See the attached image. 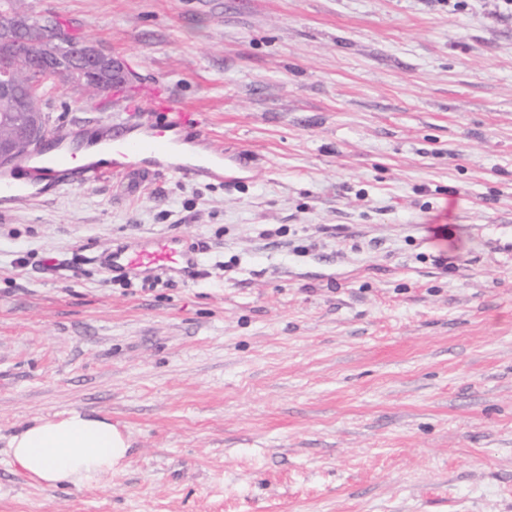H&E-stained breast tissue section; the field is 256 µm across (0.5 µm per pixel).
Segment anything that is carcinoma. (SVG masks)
Returning a JSON list of instances; mask_svg holds the SVG:
<instances>
[{
	"instance_id": "1",
	"label": "carcinoma",
	"mask_w": 512,
	"mask_h": 512,
	"mask_svg": "<svg viewBox=\"0 0 512 512\" xmlns=\"http://www.w3.org/2000/svg\"><path fill=\"white\" fill-rule=\"evenodd\" d=\"M30 25L24 34L44 39L57 57L61 65H67L73 53L75 38L66 32L60 24L49 18H34L26 16ZM45 61L29 56L21 45L4 48L0 46V67L13 68L16 99L26 98L31 101L32 108L25 111L15 109L12 103H0V140L8 139L13 142L12 159L28 157L30 148L25 140L17 134L23 128L32 129L39 135L45 134L46 118L40 107L41 91L45 82L40 79V73ZM63 83L72 87L76 94L85 90H92L101 95L112 92V70L93 77L91 81L78 82L76 80H63Z\"/></svg>"
}]
</instances>
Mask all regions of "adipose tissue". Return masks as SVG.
Listing matches in <instances>:
<instances>
[{
  "instance_id": "obj_1",
  "label": "adipose tissue",
  "mask_w": 512,
  "mask_h": 512,
  "mask_svg": "<svg viewBox=\"0 0 512 512\" xmlns=\"http://www.w3.org/2000/svg\"><path fill=\"white\" fill-rule=\"evenodd\" d=\"M130 438L104 416L78 411L37 418L9 441L12 466L46 487H91L111 481L129 466Z\"/></svg>"
}]
</instances>
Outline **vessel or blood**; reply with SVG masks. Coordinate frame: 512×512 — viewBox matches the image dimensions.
Instances as JSON below:
<instances>
[{
    "mask_svg": "<svg viewBox=\"0 0 512 512\" xmlns=\"http://www.w3.org/2000/svg\"><path fill=\"white\" fill-rule=\"evenodd\" d=\"M158 113L165 115L164 125L156 124L154 116ZM48 137L54 148L41 152L39 162L29 159L13 162L0 170L1 199L34 200L39 195L40 184L45 181L60 186H81L97 182L108 174L120 179L131 178L138 175V165L142 162L149 163L152 172L167 171L173 168L168 161L172 148L181 142L191 143L204 155L201 163L175 167L181 175L193 180L220 178L228 185L234 182L233 177L221 173L226 157L222 149L212 145L203 113L156 89L147 90L137 112L115 130L111 141L117 159L109 166L92 162L71 168V156L63 152L62 147L76 139V132L57 127L49 131ZM103 261L116 270L146 274L156 270L184 274L197 265L195 252L179 238L148 239L133 249L115 248L105 254Z\"/></svg>",
    "mask_w": 512,
    "mask_h": 512,
    "instance_id": "obj_1",
    "label": "vessel or blood"
}]
</instances>
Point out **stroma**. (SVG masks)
<instances>
[{
  "label": "stroma",
  "instance_id": "obj_1",
  "mask_svg": "<svg viewBox=\"0 0 512 512\" xmlns=\"http://www.w3.org/2000/svg\"><path fill=\"white\" fill-rule=\"evenodd\" d=\"M205 114L235 185L46 184L0 204V512H512V8L503 0H25ZM131 92L43 96L105 126ZM180 237L195 273L101 257ZM126 426L47 488L12 435ZM12 466L46 487H91L111 482L129 466V434L104 416L78 411L36 418L10 439Z\"/></svg>",
  "mask_w": 512,
  "mask_h": 512
}]
</instances>
